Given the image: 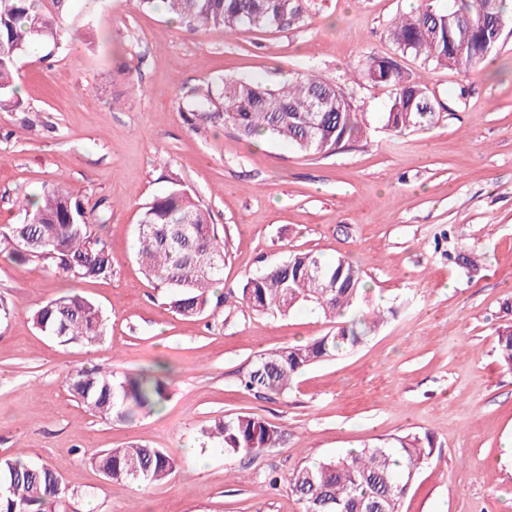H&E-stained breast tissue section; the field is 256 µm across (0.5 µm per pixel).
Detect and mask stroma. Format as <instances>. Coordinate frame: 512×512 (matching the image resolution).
<instances>
[{
    "mask_svg": "<svg viewBox=\"0 0 512 512\" xmlns=\"http://www.w3.org/2000/svg\"><path fill=\"white\" fill-rule=\"evenodd\" d=\"M412 0H309L284 29L190 32L127 0H71L56 47L19 59L20 112L0 111V226L66 181L112 251L111 279L72 283L42 264L0 257V458L54 467L78 493L66 512H301L285 482L308 462L343 457L392 435L437 446L401 512H512V371L496 360L512 327V26L485 70L464 76L399 54L388 30ZM422 76L442 104L433 127L391 135L392 91L353 81L365 53ZM311 70L351 98L364 133L329 156L274 140L255 145L223 125H194L192 91L225 77L279 85ZM176 174L207 207L229 254L224 288H240L291 251L348 259L386 314L361 347L298 375L265 398L240 386L255 359L325 335L302 309L257 315L212 307L175 315L133 252L141 208ZM475 255L479 268L458 266ZM73 291L107 320L94 345L62 344L33 313ZM163 364L167 398L128 422L88 412L67 388L81 367L131 375ZM251 413L277 427L275 447L225 454L215 419ZM143 444L177 469L149 486L111 483L90 458ZM279 483L270 486L269 475Z\"/></svg>",
    "mask_w": 512,
    "mask_h": 512,
    "instance_id": "obj_1",
    "label": "stroma"
}]
</instances>
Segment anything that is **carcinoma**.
Segmentation results:
<instances>
[{
	"label": "carcinoma",
	"mask_w": 512,
	"mask_h": 512,
	"mask_svg": "<svg viewBox=\"0 0 512 512\" xmlns=\"http://www.w3.org/2000/svg\"><path fill=\"white\" fill-rule=\"evenodd\" d=\"M142 12L162 10L193 31L231 35L241 29L282 28L303 16L305 0H132ZM507 0H454L443 10L435 0L394 21L389 38L397 50L423 64L436 63L467 74L484 68L502 39L492 26L507 14ZM67 0H51L43 12L35 0H0V110H19L23 101L14 78L20 56L57 39ZM485 25H478V16ZM370 83L392 88L382 117L393 133L431 127L441 107L428 85L405 73L391 57L368 55L358 68ZM186 111L195 118L221 122L241 138H270L296 150L326 156L362 133L360 113L336 85L305 71L288 84L271 88L256 78L224 79L191 94ZM81 199L61 185L27 204L19 224L0 226V254L17 265L43 262L60 277L77 283L112 277V252ZM137 261L167 304L183 318L206 315L212 288L223 280L226 252L210 224L206 208L191 201L182 181L168 177L167 190L142 208L136 234ZM240 303L257 314L289 316L302 308L326 319L353 310L342 322L311 342L283 346L261 354L241 384L259 396L282 394L308 367L335 358L362 343L379 323L360 269L339 258L325 263L312 251H291L247 278L240 293L228 291L217 303ZM33 323L61 343H95L105 333L101 310L87 297L69 293L48 301L33 313ZM497 359L512 370V329L497 337ZM68 387L88 411L125 421L137 410H151L165 398V382L154 373L136 376L80 368L68 376ZM206 437L228 454L271 448L277 428L248 413L214 420ZM435 443L429 433L388 437L372 448L344 458L305 464L287 477L290 492L303 512H401L416 474L429 465ZM92 462L110 483L148 486L171 476L176 461L162 448L147 445L109 448ZM76 489L50 465L21 457L0 459V512H64L63 499Z\"/></svg>",
	"instance_id": "1"
}]
</instances>
